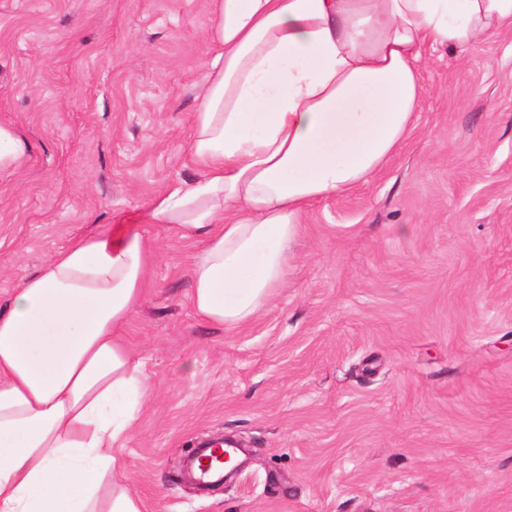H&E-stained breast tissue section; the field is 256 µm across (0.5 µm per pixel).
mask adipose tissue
Masks as SVG:
<instances>
[{
    "mask_svg": "<svg viewBox=\"0 0 512 512\" xmlns=\"http://www.w3.org/2000/svg\"><path fill=\"white\" fill-rule=\"evenodd\" d=\"M189 137L198 178L147 220L204 242L191 304L231 330L284 287L308 209L367 183L427 94L420 62L512 30V0H209ZM152 251L118 227L74 237L0 309V512H145L121 450L151 380L119 332Z\"/></svg>",
    "mask_w": 512,
    "mask_h": 512,
    "instance_id": "ef3b65f1",
    "label": "adipose tissue"
}]
</instances>
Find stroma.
I'll list each match as a JSON object with an SVG mask.
<instances>
[{"label":"stroma","mask_w":512,"mask_h":512,"mask_svg":"<svg viewBox=\"0 0 512 512\" xmlns=\"http://www.w3.org/2000/svg\"><path fill=\"white\" fill-rule=\"evenodd\" d=\"M207 0H0V304L88 231L153 239L127 347L154 382L122 450L146 512H512V32L427 54L416 128L308 210L288 282L234 331L189 300L200 242L145 221L197 171ZM230 436L241 472L181 466ZM30 145L13 128L0 125V176H11L25 167ZM199 459H195L192 462V473L197 482L201 483H211V482H220L223 480L224 471L212 469V464L198 465ZM242 467V462H240L229 474L225 475L224 481L231 478L235 475Z\"/></svg>","instance_id":"stroma-1"}]
</instances>
